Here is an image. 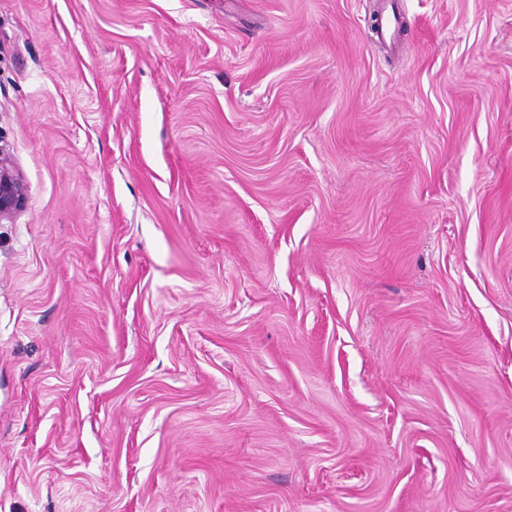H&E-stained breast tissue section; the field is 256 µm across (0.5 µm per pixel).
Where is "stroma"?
Instances as JSON below:
<instances>
[{
    "instance_id": "35a3bbf8",
    "label": "stroma",
    "mask_w": 512,
    "mask_h": 512,
    "mask_svg": "<svg viewBox=\"0 0 512 512\" xmlns=\"http://www.w3.org/2000/svg\"><path fill=\"white\" fill-rule=\"evenodd\" d=\"M0 0V512H512V0ZM26 188L16 169L10 145L0 137V221L20 211Z\"/></svg>"
}]
</instances>
